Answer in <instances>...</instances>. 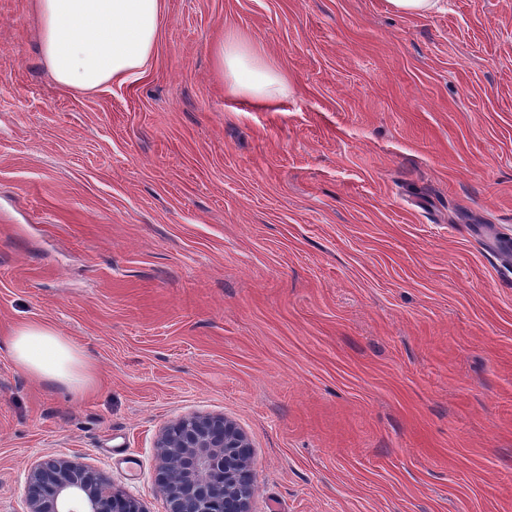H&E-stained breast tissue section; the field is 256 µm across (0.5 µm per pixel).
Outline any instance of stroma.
Masks as SVG:
<instances>
[{
  "label": "stroma",
  "instance_id": "1",
  "mask_svg": "<svg viewBox=\"0 0 512 512\" xmlns=\"http://www.w3.org/2000/svg\"><path fill=\"white\" fill-rule=\"evenodd\" d=\"M249 33L292 80L228 97ZM0 0V512L78 459L165 512L155 442L222 415L250 512H512V0H166L142 75L80 92ZM40 320L94 361L21 374ZM397 13L412 16H427L440 11L443 0H387ZM213 55L230 96H247L259 105L271 106L292 91L287 75L246 32L226 34L214 46ZM8 348L17 369L46 386L84 396L97 383V368L83 349L43 321L18 324Z\"/></svg>",
  "mask_w": 512,
  "mask_h": 512
}]
</instances>
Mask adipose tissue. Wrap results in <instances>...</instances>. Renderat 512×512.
<instances>
[{
  "label": "adipose tissue",
  "mask_w": 512,
  "mask_h": 512,
  "mask_svg": "<svg viewBox=\"0 0 512 512\" xmlns=\"http://www.w3.org/2000/svg\"><path fill=\"white\" fill-rule=\"evenodd\" d=\"M43 60L62 87L89 91L143 73L153 56L165 0H36ZM213 55L224 90L271 106L292 85L243 31L226 34ZM8 348L17 369L46 386L83 396L97 368L83 349L43 321L15 326Z\"/></svg>",
  "instance_id": "ef3b65f1"
}]
</instances>
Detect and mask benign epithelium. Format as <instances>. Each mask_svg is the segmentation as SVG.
Returning a JSON list of instances; mask_svg holds the SVG:
<instances>
[{"label": "benign epithelium", "instance_id": "7a95c632", "mask_svg": "<svg viewBox=\"0 0 512 512\" xmlns=\"http://www.w3.org/2000/svg\"><path fill=\"white\" fill-rule=\"evenodd\" d=\"M155 483L165 512H250L251 453L244 432L221 416L181 417L160 432ZM25 512H144L89 466L41 459L26 478Z\"/></svg>", "mask_w": 512, "mask_h": 512}]
</instances>
